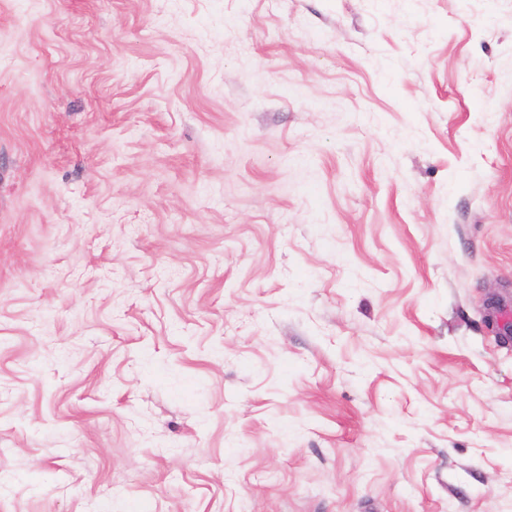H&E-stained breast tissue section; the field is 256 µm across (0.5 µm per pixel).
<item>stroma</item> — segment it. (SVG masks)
Returning a JSON list of instances; mask_svg holds the SVG:
<instances>
[{
	"label": "stroma",
	"mask_w": 512,
	"mask_h": 512,
	"mask_svg": "<svg viewBox=\"0 0 512 512\" xmlns=\"http://www.w3.org/2000/svg\"><path fill=\"white\" fill-rule=\"evenodd\" d=\"M512 0H0V512H512Z\"/></svg>",
	"instance_id": "stroma-1"
}]
</instances>
